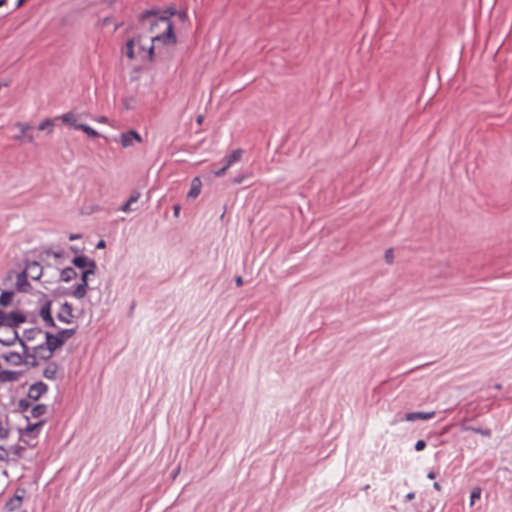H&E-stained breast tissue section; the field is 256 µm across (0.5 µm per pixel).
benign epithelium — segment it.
Instances as JSON below:
<instances>
[{
    "label": "benign epithelium",
    "mask_w": 512,
    "mask_h": 512,
    "mask_svg": "<svg viewBox=\"0 0 512 512\" xmlns=\"http://www.w3.org/2000/svg\"><path fill=\"white\" fill-rule=\"evenodd\" d=\"M99 270L78 248L60 245L38 257L22 256L0 280L7 290L0 293V311L12 319L0 328L6 330L5 343L22 356L34 348L55 343L58 332L73 327L98 278ZM41 387L31 398L14 401V437L0 440V453H25L45 424L46 406Z\"/></svg>",
    "instance_id": "7a95c632"
}]
</instances>
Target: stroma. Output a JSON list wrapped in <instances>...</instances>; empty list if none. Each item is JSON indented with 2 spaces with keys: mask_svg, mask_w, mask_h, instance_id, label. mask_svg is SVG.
I'll return each mask as SVG.
<instances>
[{
  "mask_svg": "<svg viewBox=\"0 0 512 512\" xmlns=\"http://www.w3.org/2000/svg\"><path fill=\"white\" fill-rule=\"evenodd\" d=\"M0 0V276L100 270L0 512H512V0ZM185 22L180 12L173 8L159 11L155 15L154 25L132 44L130 54L161 56L175 51L182 40Z\"/></svg>",
  "mask_w": 512,
  "mask_h": 512,
  "instance_id": "1",
  "label": "stroma"
}]
</instances>
